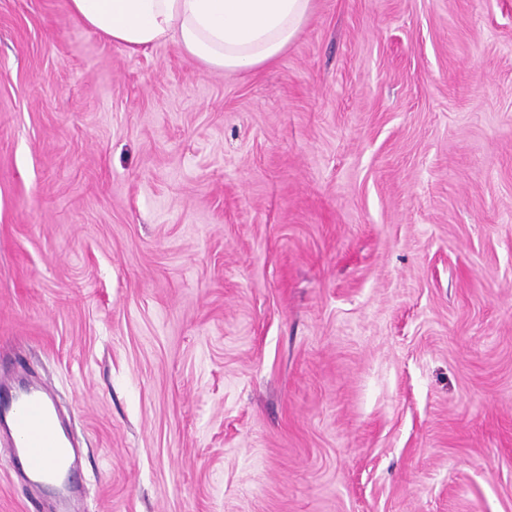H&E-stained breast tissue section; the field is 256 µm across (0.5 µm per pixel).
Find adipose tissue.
I'll return each mask as SVG.
<instances>
[{
	"instance_id": "adipose-tissue-1",
	"label": "adipose tissue",
	"mask_w": 512,
	"mask_h": 512,
	"mask_svg": "<svg viewBox=\"0 0 512 512\" xmlns=\"http://www.w3.org/2000/svg\"><path fill=\"white\" fill-rule=\"evenodd\" d=\"M86 28L132 53L172 40L208 69L244 72L276 61L312 0H68Z\"/></svg>"
}]
</instances>
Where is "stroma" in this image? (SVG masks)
<instances>
[{
  "label": "stroma",
  "mask_w": 512,
  "mask_h": 512,
  "mask_svg": "<svg viewBox=\"0 0 512 512\" xmlns=\"http://www.w3.org/2000/svg\"><path fill=\"white\" fill-rule=\"evenodd\" d=\"M78 495L0 512H512V0H314L274 64L0 0V386ZM10 453L23 456L28 472L43 483L56 482L70 468L75 447L57 428V409L50 387L41 385L14 403Z\"/></svg>",
  "instance_id": "35a3bbf8"
}]
</instances>
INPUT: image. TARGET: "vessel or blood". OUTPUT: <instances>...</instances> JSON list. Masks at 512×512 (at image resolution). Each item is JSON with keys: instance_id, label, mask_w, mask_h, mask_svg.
<instances>
[{"instance_id": "obj_1", "label": "vessel or blood", "mask_w": 512, "mask_h": 512, "mask_svg": "<svg viewBox=\"0 0 512 512\" xmlns=\"http://www.w3.org/2000/svg\"><path fill=\"white\" fill-rule=\"evenodd\" d=\"M12 452L21 454L28 472L44 483L56 482L70 468L75 447L62 439L49 386L28 392L11 410Z\"/></svg>"}]
</instances>
